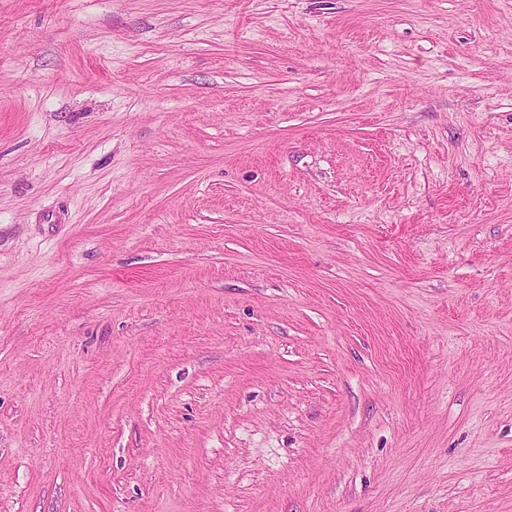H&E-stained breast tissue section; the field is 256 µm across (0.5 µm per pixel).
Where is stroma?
I'll use <instances>...</instances> for the list:
<instances>
[{"mask_svg":"<svg viewBox=\"0 0 512 512\" xmlns=\"http://www.w3.org/2000/svg\"><path fill=\"white\" fill-rule=\"evenodd\" d=\"M0 512H512V0H0Z\"/></svg>","mask_w":512,"mask_h":512,"instance_id":"35a3bbf8","label":"stroma"}]
</instances>
